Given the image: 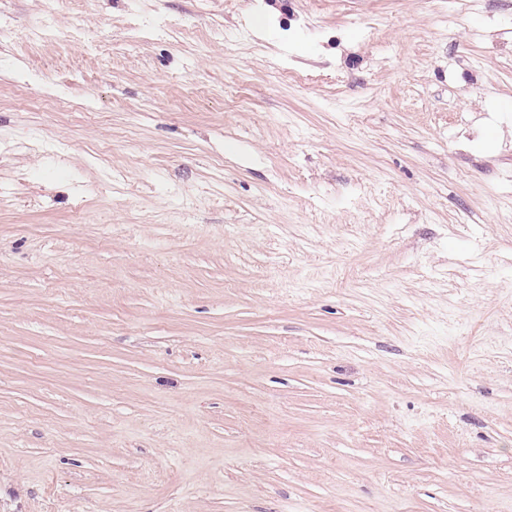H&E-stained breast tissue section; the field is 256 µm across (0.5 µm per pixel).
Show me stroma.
<instances>
[{
  "instance_id": "stroma-1",
  "label": "stroma",
  "mask_w": 512,
  "mask_h": 512,
  "mask_svg": "<svg viewBox=\"0 0 512 512\" xmlns=\"http://www.w3.org/2000/svg\"><path fill=\"white\" fill-rule=\"evenodd\" d=\"M0 512H512V0H0Z\"/></svg>"
}]
</instances>
